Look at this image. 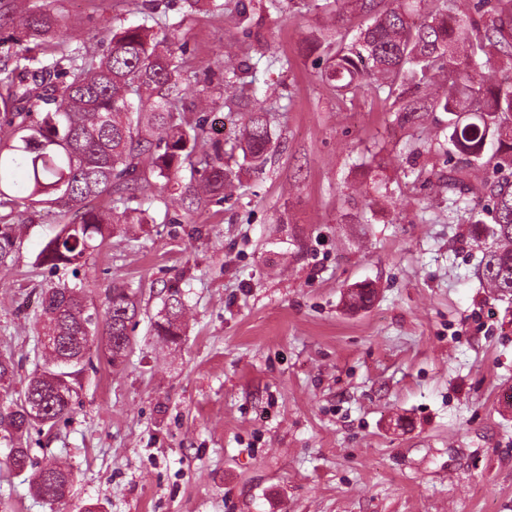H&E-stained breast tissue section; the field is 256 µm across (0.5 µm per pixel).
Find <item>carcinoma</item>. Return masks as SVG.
<instances>
[{"label":"carcinoma","instance_id":"carcinoma-1","mask_svg":"<svg viewBox=\"0 0 512 512\" xmlns=\"http://www.w3.org/2000/svg\"><path fill=\"white\" fill-rule=\"evenodd\" d=\"M371 23L359 27L349 45L331 56L329 77L345 92L362 83L385 92L399 103L407 120L418 112H446V143L463 166L448 172V190L465 202V178L484 166L486 147L495 145V167L512 170V80L478 74L496 57L512 64V0H484L490 7L489 24L480 30L467 15L438 10L418 21L411 5L399 0L386 6L379 0H359ZM22 41L41 50L51 49L57 75L54 82L43 69L33 68L35 56L11 70L0 69V210L59 209L80 216L77 222L58 225L35 257L34 264L54 274L88 264L116 224H148L149 209L135 194L136 186L152 175L169 186L193 155L189 183L181 196L190 203L224 193L236 176L224 166L220 141L212 152L199 151L201 124L190 126L183 118L179 97L183 61L176 56L169 37L145 24L112 32L99 61L88 59L80 48L54 44L65 27L64 16L32 11L10 18ZM440 76L446 89L440 93L406 98L408 88L428 84ZM271 140L264 109L247 113L241 132L242 163L239 168L261 170L267 162ZM25 175L13 190L7 174ZM493 224L481 226L474 211L463 208L462 217L477 225V237L493 244L482 250L479 279L503 295L512 294V182L492 189ZM118 196L123 211L92 206L102 196ZM0 215V267L13 262L17 251L14 227ZM83 281L52 283L40 289L36 311L42 337L52 340V353L29 379L23 397L6 410L12 446L11 467H34L29 438L51 433L70 421L76 384L86 366L96 328L88 321L96 307L89 304ZM184 299L180 288L166 290L163 308L152 324L154 336L177 346L184 336ZM138 315L137 294L123 283H114L106 294L103 333L107 336L105 360L121 366L133 351L130 326ZM37 401L42 413L32 417L26 405ZM71 468L46 466L35 471L34 494L46 501L65 498L73 489Z\"/></svg>","mask_w":512,"mask_h":512}]
</instances>
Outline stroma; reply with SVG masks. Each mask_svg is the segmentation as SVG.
<instances>
[{
  "mask_svg": "<svg viewBox=\"0 0 512 512\" xmlns=\"http://www.w3.org/2000/svg\"><path fill=\"white\" fill-rule=\"evenodd\" d=\"M146 6L0 0L64 15L94 59L109 29H168L185 101L212 103L186 122L223 140L232 167L242 115L264 108L268 162L192 211L142 184L152 223L123 226L79 271L99 308L112 281L139 289L135 350L116 370L95 360L71 421L32 447L36 465L74 469L71 496L33 497L0 438V512H512V296L477 277L474 228L443 184L447 114L403 122L385 94L323 80L313 36L353 39L355 0ZM10 221L0 352L17 374L0 408L38 361L34 310L55 276L34 260L59 217L20 206ZM361 284L374 298L358 308ZM171 285L185 302L177 349L150 333Z\"/></svg>",
  "mask_w": 512,
  "mask_h": 512,
  "instance_id": "1",
  "label": "stroma"
}]
</instances>
